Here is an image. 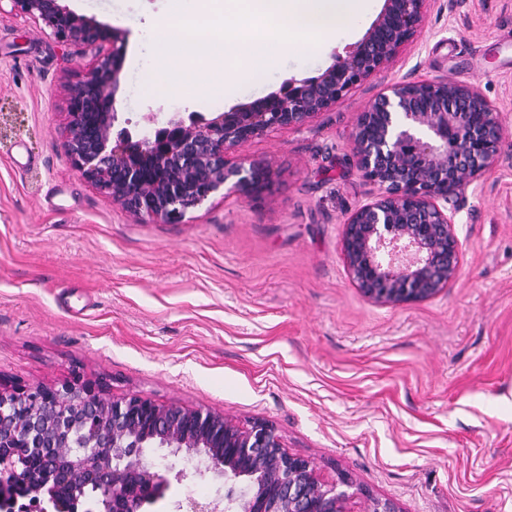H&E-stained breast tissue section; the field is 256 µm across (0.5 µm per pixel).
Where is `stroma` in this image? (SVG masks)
<instances>
[{
    "label": "stroma",
    "mask_w": 512,
    "mask_h": 512,
    "mask_svg": "<svg viewBox=\"0 0 512 512\" xmlns=\"http://www.w3.org/2000/svg\"><path fill=\"white\" fill-rule=\"evenodd\" d=\"M126 32L116 127L153 136L172 115L208 118L292 78L315 77L351 34L276 70L230 101L144 84L148 20L163 0H62ZM94 53L33 20L0 15V383L220 412L272 426L286 452L330 481L351 479L401 512H512V0H433L413 43L329 110L237 147L268 164L253 196H214L178 224L144 223L80 178L66 150L68 94ZM448 78L494 106L493 168L457 198L459 276L434 299L369 301L341 254L344 220L378 188L355 164L357 116L394 81ZM169 486L143 512L223 497L224 480L155 448Z\"/></svg>",
    "instance_id": "1"
}]
</instances>
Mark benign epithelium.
<instances>
[{
	"mask_svg": "<svg viewBox=\"0 0 512 512\" xmlns=\"http://www.w3.org/2000/svg\"><path fill=\"white\" fill-rule=\"evenodd\" d=\"M59 42L99 49L69 92L66 147L80 177L145 223L173 224L218 193H260L269 167L234 154L270 130L299 126L386 69L416 37L432 0H385L364 39L321 75L212 118L175 115L151 138L114 132L125 32L78 16L60 0H6ZM503 139L497 113L459 80H400L358 114L356 164L380 193L344 221L342 254L352 283L388 306L437 296L458 277L455 198L490 170ZM149 448H167L224 477V498H187L179 512H350L349 496L312 462L287 453L275 429L138 395L106 398L90 384L0 386V499L17 490L44 512H142L138 486L159 499L168 479Z\"/></svg>",
	"mask_w": 512,
	"mask_h": 512,
	"instance_id": "7a95c632",
	"label": "benign epithelium"
}]
</instances>
